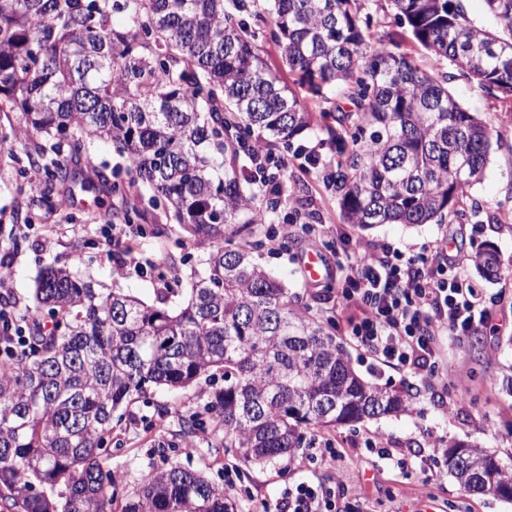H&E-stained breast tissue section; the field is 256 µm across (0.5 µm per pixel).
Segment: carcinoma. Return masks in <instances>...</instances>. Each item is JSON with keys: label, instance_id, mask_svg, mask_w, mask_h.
<instances>
[{"label": "carcinoma", "instance_id": "obj_1", "mask_svg": "<svg viewBox=\"0 0 512 512\" xmlns=\"http://www.w3.org/2000/svg\"><path fill=\"white\" fill-rule=\"evenodd\" d=\"M270 40L298 84L341 90L353 106L324 130L343 152L332 183L345 221L442 220L486 168L491 133L448 89L385 43L366 45L356 0H266ZM410 37L489 91L512 94V0H484L490 30L460 0H390ZM250 0H0V112L20 134L66 145L76 162L106 140L120 172L85 166V179L126 196L141 184L208 245L190 266L188 297L158 304L106 292L66 268L42 270L32 319L48 320L26 354L0 361V498L12 512H113L106 458L112 419L153 388L208 386L203 419L168 407L179 430L164 448H232L246 465L274 463L314 444L320 428L410 410L406 395L363 380L336 337L256 261L265 216L246 189L254 131L288 149L318 122L261 57ZM118 14L133 23L115 22ZM29 162L45 204L69 170ZM488 279L495 249L478 250ZM223 373L224 385L215 383ZM471 465L444 462L471 494L512 500V472L476 443ZM121 512H236L198 471L145 473Z\"/></svg>", "mask_w": 512, "mask_h": 512}]
</instances>
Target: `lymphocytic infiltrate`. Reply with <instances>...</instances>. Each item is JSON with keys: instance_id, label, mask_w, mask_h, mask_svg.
<instances>
[{"instance_id": "obj_1", "label": "lymphocytic infiltrate", "mask_w": 512, "mask_h": 512, "mask_svg": "<svg viewBox=\"0 0 512 512\" xmlns=\"http://www.w3.org/2000/svg\"><path fill=\"white\" fill-rule=\"evenodd\" d=\"M105 243L120 255L116 270L143 276L146 266L131 245L138 229L109 224ZM462 263L448 252L447 239L428 251L411 253L388 241L336 259L348 304L361 312L347 334L377 360L408 366L435 377L437 337L480 332L491 318L492 303L467 283ZM288 512H336L335 493L326 485L297 484L288 491Z\"/></svg>"}]
</instances>
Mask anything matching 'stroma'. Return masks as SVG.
I'll use <instances>...</instances> for the list:
<instances>
[{
  "instance_id": "35a3bbf8",
  "label": "stroma",
  "mask_w": 512,
  "mask_h": 512,
  "mask_svg": "<svg viewBox=\"0 0 512 512\" xmlns=\"http://www.w3.org/2000/svg\"><path fill=\"white\" fill-rule=\"evenodd\" d=\"M361 15L370 19L363 35L367 43L394 39L421 69L433 74L453 97L476 112L492 133L489 162L481 180L468 189L438 224H381L368 230L345 223L340 197L322 168H302L296 150L312 148L323 159L337 160L335 146L325 131L313 128L285 151L288 176L280 183L281 204L273 215L272 229H279L294 209H305L310 223L326 225L328 233L294 232L289 249L263 247L261 263L285 284L290 295L319 320L334 321V334L344 343L354 369L380 387L408 393L411 412L382 416L352 426L323 429L319 444L334 448L327 461L309 448L294 457L267 465H242L233 453L186 454L182 449H160L159 439L176 431L175 420H161L158 406L177 404L181 410H200L203 397L191 386L171 394L162 390L133 400L114 414L112 469L116 503L136 485L140 475L175 463L202 471L216 486L227 489L238 512H252L255 503L285 500L288 486L323 482L336 490L338 512H512V502L490 495L466 492L448 473L436 448L464 441L476 443L512 468V95L490 94L450 60H435L419 44L405 38L390 0H358ZM20 124L16 112H0V265L10 271L9 295L15 313L25 314L34 304L35 279L47 265L67 267L101 288H120L153 302L160 284L187 288L188 263L202 256V248L172 220L169 212L140 198L144 224L150 232L137 236L134 245L155 269L144 277H124L95 223L110 199L98 186L74 180L65 191L63 206L49 209L38 202L34 175L23 143L11 133ZM346 237L359 247L378 241L421 250L445 237L466 258L485 245L500 255L496 279L482 278L474 264L465 266L470 284L495 305L490 329L455 339L441 336L439 379L423 384L410 370L377 361L369 352L347 342L341 328L346 317L333 276L308 281L302 266L307 252L320 254L328 268H335L332 245ZM382 439L390 452L382 458L366 444Z\"/></svg>"
}]
</instances>
